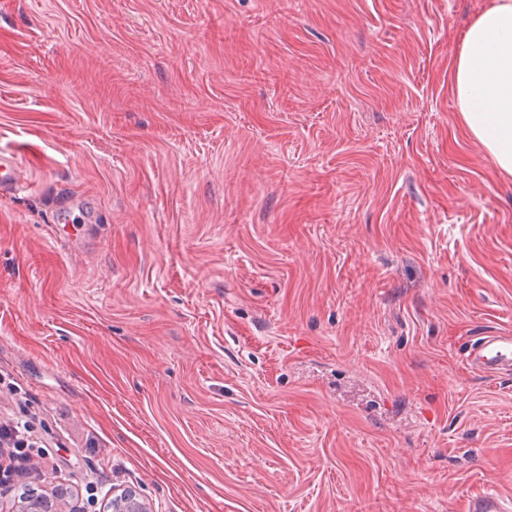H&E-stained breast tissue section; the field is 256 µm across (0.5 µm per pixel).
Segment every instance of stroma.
Wrapping results in <instances>:
<instances>
[{"mask_svg":"<svg viewBox=\"0 0 512 512\" xmlns=\"http://www.w3.org/2000/svg\"><path fill=\"white\" fill-rule=\"evenodd\" d=\"M489 2L0 0V498H512V374L460 357L512 329V175L449 89ZM22 180V171L13 152L0 149V194L12 193ZM34 442L31 441V430L27 420L19 418H10L0 421V447L13 448L9 451L8 457L10 464L6 465L5 476L11 472L14 458H27L24 448H33Z\"/></svg>","mask_w":512,"mask_h":512,"instance_id":"35a3bbf8","label":"stroma"}]
</instances>
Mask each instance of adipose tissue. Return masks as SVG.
I'll list each match as a JSON object with an SVG mask.
<instances>
[{
    "label": "adipose tissue",
    "mask_w": 512,
    "mask_h": 512,
    "mask_svg": "<svg viewBox=\"0 0 512 512\" xmlns=\"http://www.w3.org/2000/svg\"><path fill=\"white\" fill-rule=\"evenodd\" d=\"M450 90L470 137L512 174V0H491L463 34Z\"/></svg>",
    "instance_id": "1"
}]
</instances>
